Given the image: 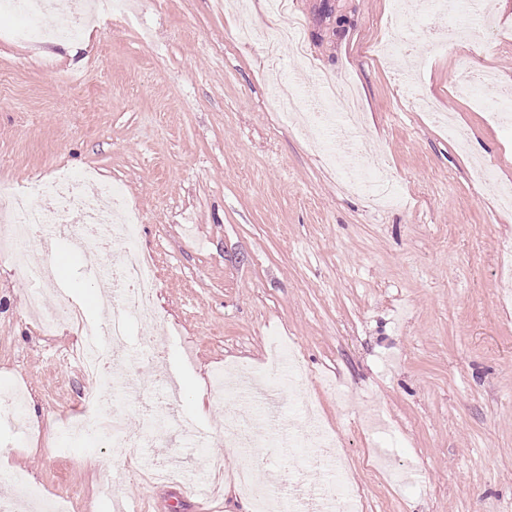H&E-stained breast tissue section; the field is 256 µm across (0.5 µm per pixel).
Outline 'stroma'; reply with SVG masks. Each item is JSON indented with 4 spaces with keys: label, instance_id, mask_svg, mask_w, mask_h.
<instances>
[{
    "label": "stroma",
    "instance_id": "obj_1",
    "mask_svg": "<svg viewBox=\"0 0 512 512\" xmlns=\"http://www.w3.org/2000/svg\"><path fill=\"white\" fill-rule=\"evenodd\" d=\"M493 28L417 69L375 60L393 36L392 0H130L129 17L100 15L69 55L59 42L14 36L22 18L0 14V181L24 186L59 172H91L121 188L141 221L134 240L156 257L158 322H131L133 397L101 408L125 415L130 433L156 446L115 457L106 440L64 439L45 421L13 430L0 418V500L25 505L63 495L70 512H245L223 483L214 501L192 483L238 468L224 438L229 398L213 397L212 372L266 367L273 343L294 344L301 376L280 385L281 420L263 426L254 481L299 474L316 482L315 450L289 453L293 407L305 401L333 434L362 495L360 512H512V297L499 286L512 211V126L491 113L512 87V0H491ZM299 21L305 66L290 43L269 54L261 34ZM493 72L483 109L457 97L456 60ZM289 80L310 106L325 83L359 96L360 149L351 166L399 182L400 203L378 204L328 166L311 132L283 122L275 102ZM429 99L468 135L460 150ZM497 184L472 179L474 161ZM32 261L54 263L88 321L109 259L57 239ZM34 280L0 257V397L18 389L39 409L79 414L88 379L70 358L76 335L44 331L25 311ZM155 337L161 360L141 341ZM203 410H196L195 400ZM205 432L192 445L180 419ZM69 452L57 454L60 445ZM155 463L173 480L143 482Z\"/></svg>",
    "mask_w": 512,
    "mask_h": 512
}]
</instances>
